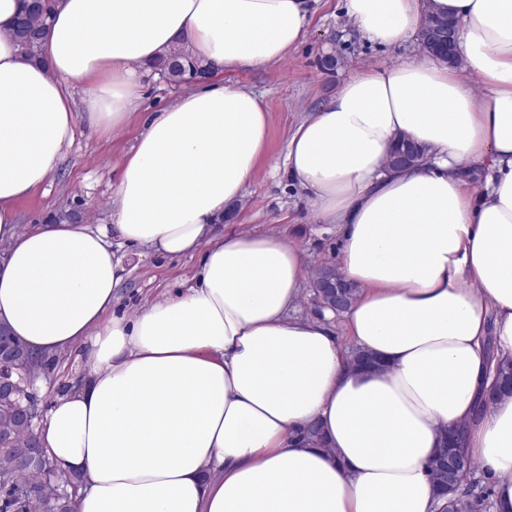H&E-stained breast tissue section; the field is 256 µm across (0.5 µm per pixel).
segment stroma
I'll return each instance as SVG.
<instances>
[{"mask_svg": "<svg viewBox=\"0 0 512 512\" xmlns=\"http://www.w3.org/2000/svg\"><path fill=\"white\" fill-rule=\"evenodd\" d=\"M312 26L305 42L287 60L254 70L229 69L224 79L242 83L264 101L270 116V146L256 180L241 203L234 207L225 229L280 233L297 244L310 264L338 262L333 228L312 220L306 195L289 187L278 171L288 138L297 124L312 115L316 106L346 77L362 69L400 63L419 54L409 41L385 47L361 39L345 15L342 0H313ZM140 131L135 120L122 132L101 136L79 127L76 139L47 180L16 205L21 223L39 224L61 209L84 212L96 224L109 220L112 186L121 173L124 153ZM129 274L118 290L113 309L134 314L151 299L177 288L199 267L201 254L166 257L129 254ZM87 356L65 354L46 359L39 384L33 385L38 418H45L56 398L72 380L90 372Z\"/></svg>", "mask_w": 512, "mask_h": 512, "instance_id": "obj_1", "label": "stroma"}]
</instances>
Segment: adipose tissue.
I'll return each mask as SVG.
<instances>
[{
    "mask_svg": "<svg viewBox=\"0 0 512 512\" xmlns=\"http://www.w3.org/2000/svg\"><path fill=\"white\" fill-rule=\"evenodd\" d=\"M27 2L0 0V323L35 363L92 360L38 431L79 479L74 512H438L428 463L456 426L494 512H512V397L490 398L512 358V0H344L383 46L418 40L425 13L458 20L463 65L360 71L288 140L287 178L359 288L339 326L297 315L299 247L216 229L270 141L261 97L224 71L287 58L309 0H54L35 60L9 34ZM181 48L208 80L145 121L110 223L19 224L77 120L125 129L145 73ZM401 135L424 165L388 167ZM126 247L204 257L188 285L114 316ZM352 347L383 369L353 368ZM314 423L326 447L302 437Z\"/></svg>",
    "mask_w": 512,
    "mask_h": 512,
    "instance_id": "ef3b65f1",
    "label": "adipose tissue"
}]
</instances>
